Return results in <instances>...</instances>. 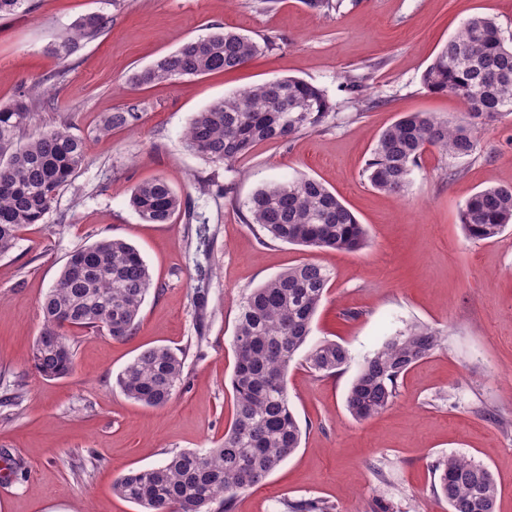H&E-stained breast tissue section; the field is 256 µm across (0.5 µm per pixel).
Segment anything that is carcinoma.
I'll list each match as a JSON object with an SVG mask.
<instances>
[{
  "mask_svg": "<svg viewBox=\"0 0 512 512\" xmlns=\"http://www.w3.org/2000/svg\"><path fill=\"white\" fill-rule=\"evenodd\" d=\"M106 18L89 13L77 19L54 46L61 58L82 40L94 38ZM252 39L222 27L183 43L137 71L134 86L186 76L232 71L260 51ZM432 93H451L466 117L452 122L432 112H407L385 129L365 168L371 185L406 192L421 156L431 147L452 159L478 148V126L512 114V44L496 20L476 15L448 38L423 75ZM333 103L324 89L301 79L275 78L220 99L197 113L186 128L187 147L224 172L258 143L286 141L324 125ZM31 107L25 95L0 105V255L15 245L30 224H41L59 190L86 164L84 142L63 127H45L22 141ZM138 119L113 112L101 131L127 127ZM130 205L148 224H168L182 198L163 177L137 184ZM245 223L273 240L320 250L358 251L367 232L335 192L320 181L296 177L257 188L246 202ZM467 238L489 240L512 224V185H493L474 194L460 212ZM331 273L315 262L289 267L246 294L239 307L231 379L233 420L224 441L205 450L170 453L164 463L130 470L113 484L119 497L145 512H233L236 498L260 485L300 444L301 428L288 400V372L312 331ZM153 287L139 250L120 238L103 237L70 253L41 303L42 329L32 366L46 379L75 371L73 332L91 330L125 339L135 333L146 296ZM442 331L413 324L387 338L361 364L346 407L358 420L389 408L399 380L440 344ZM185 351L167 346L143 350L117 377L129 399L166 407L183 379ZM349 359L339 343L324 340L306 357L311 372L339 371ZM435 491L449 512H496L498 486L484 465L449 456L434 465ZM286 512H333L323 500L285 502Z\"/></svg>",
  "mask_w": 512,
  "mask_h": 512,
  "instance_id": "carcinoma-1",
  "label": "carcinoma"
}]
</instances>
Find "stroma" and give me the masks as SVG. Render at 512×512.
<instances>
[{
	"mask_svg": "<svg viewBox=\"0 0 512 512\" xmlns=\"http://www.w3.org/2000/svg\"><path fill=\"white\" fill-rule=\"evenodd\" d=\"M0 21V104L28 93L27 133L64 126L88 160L57 194L43 223L23 229L0 256V512H142L118 497L128 470L168 454L212 447L233 419V337L241 298L304 261L331 272L309 344L331 340L350 354L317 376L299 350L288 373L299 448L234 512H285L289 500L322 499L335 512H448L433 492V464L464 456L489 468L512 512V227L492 240L467 239L460 210L476 192L512 184V115L480 126L469 157L428 150L406 193L371 186L365 167L380 134L407 112L451 120L465 109L429 92L422 76L469 17L495 18L512 39V0H31ZM103 15L98 36L65 59L52 48L82 15ZM224 27L263 42L245 67L144 88L130 76L185 41ZM296 77L326 91L335 108L319 130L257 145L232 173L191 152L184 132L197 112L245 88ZM137 121L101 133L110 113ZM308 176L336 191L365 224L357 253L310 250L270 240L241 214L256 188ZM164 177L184 205L169 224L142 222L129 205L136 184ZM232 180L213 198L207 180ZM209 241L199 245L198 218ZM103 237L134 245L154 286L136 334L83 332L76 370L49 380L31 369L40 305L74 249ZM443 332L440 345L400 381L386 411L354 419L345 400L360 364L413 323ZM185 349L183 382L162 409L128 399L123 368L152 346Z\"/></svg>",
	"mask_w": 512,
	"mask_h": 512,
	"instance_id": "obj_1",
	"label": "stroma"
}]
</instances>
